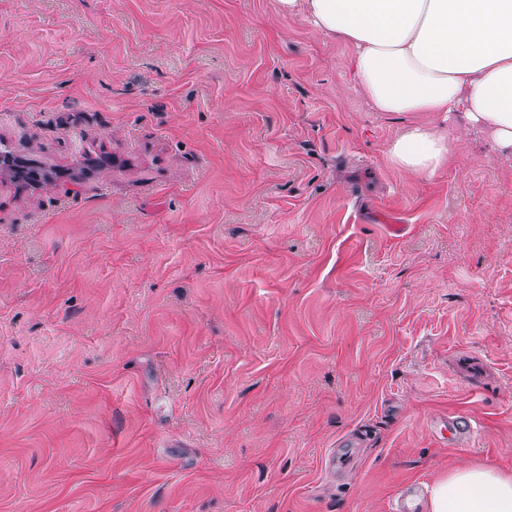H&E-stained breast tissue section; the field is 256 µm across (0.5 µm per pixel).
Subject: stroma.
<instances>
[{
    "mask_svg": "<svg viewBox=\"0 0 512 512\" xmlns=\"http://www.w3.org/2000/svg\"><path fill=\"white\" fill-rule=\"evenodd\" d=\"M351 53L276 0H0V143L56 185L0 172V512L512 471V152L372 111ZM414 124L429 177L386 156ZM448 139L436 128L414 125L396 137L387 149L396 167L419 176L433 175L448 158Z\"/></svg>",
    "mask_w": 512,
    "mask_h": 512,
    "instance_id": "35a3bbf8",
    "label": "stroma"
}]
</instances>
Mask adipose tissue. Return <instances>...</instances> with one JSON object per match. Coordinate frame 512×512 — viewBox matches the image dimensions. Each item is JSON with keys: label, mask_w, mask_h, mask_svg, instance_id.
I'll use <instances>...</instances> for the list:
<instances>
[{"label": "adipose tissue", "mask_w": 512, "mask_h": 512, "mask_svg": "<svg viewBox=\"0 0 512 512\" xmlns=\"http://www.w3.org/2000/svg\"><path fill=\"white\" fill-rule=\"evenodd\" d=\"M353 50L376 112L465 113L512 151V0H276ZM436 128L415 125L387 149L396 167L433 175L448 157ZM428 512H512V474L460 466L432 485Z\"/></svg>", "instance_id": "1"}]
</instances>
